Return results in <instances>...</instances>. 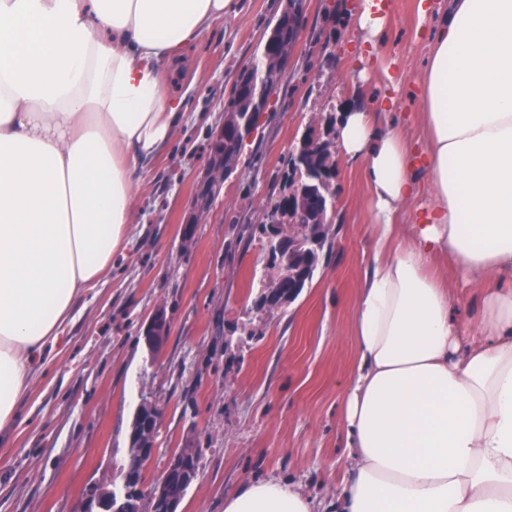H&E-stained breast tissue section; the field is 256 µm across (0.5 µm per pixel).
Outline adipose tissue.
Listing matches in <instances>:
<instances>
[{
    "mask_svg": "<svg viewBox=\"0 0 512 512\" xmlns=\"http://www.w3.org/2000/svg\"><path fill=\"white\" fill-rule=\"evenodd\" d=\"M236 0H0V435L33 368L112 275L183 100L167 64ZM345 107L338 157L361 164L373 254L352 312L336 512H512V0H448L421 83L425 145L380 123L401 82ZM448 266L435 272L436 262ZM479 318L453 312L450 279ZM224 512H314L255 480Z\"/></svg>",
    "mask_w": 512,
    "mask_h": 512,
    "instance_id": "obj_1",
    "label": "adipose tissue"
}]
</instances>
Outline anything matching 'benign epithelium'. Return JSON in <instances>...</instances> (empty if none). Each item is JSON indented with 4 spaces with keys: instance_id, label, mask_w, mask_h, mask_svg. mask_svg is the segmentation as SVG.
<instances>
[{
    "instance_id": "1",
    "label": "benign epithelium",
    "mask_w": 512,
    "mask_h": 512,
    "mask_svg": "<svg viewBox=\"0 0 512 512\" xmlns=\"http://www.w3.org/2000/svg\"><path fill=\"white\" fill-rule=\"evenodd\" d=\"M302 23L293 0H285L283 11L271 29L269 39L286 44L294 48L298 43V32ZM288 211V220L291 224H307L311 216L310 208L304 203L278 198L270 207V225L266 243L269 251L279 253L284 244L283 225L279 224L283 211ZM169 325L167 318L161 311L156 312L146 330L145 340L151 353H156L168 335ZM161 413L150 403H142L136 411L130 429V455L131 462L127 463L124 481L120 488H109L105 491L93 485L87 494V508L84 512H112V504L122 501L128 496L142 490L145 483V469L154 453L155 442L148 436L152 428L158 427ZM167 473L190 477H197V458L193 454H177L170 462ZM149 498L153 501L157 512H178L180 502L171 499L168 495L167 478H162L150 488Z\"/></svg>"
}]
</instances>
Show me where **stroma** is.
Here are the masks:
<instances>
[{
	"instance_id": "35a3bbf8",
	"label": "stroma",
	"mask_w": 512,
	"mask_h": 512,
	"mask_svg": "<svg viewBox=\"0 0 512 512\" xmlns=\"http://www.w3.org/2000/svg\"><path fill=\"white\" fill-rule=\"evenodd\" d=\"M420 20L418 0H391L386 28L367 50L355 27L359 0H307L301 45L244 143L210 210L183 245L185 218L209 163V143L242 69L259 56L282 0H238L185 53L198 79L170 85L185 95L173 141L144 163L149 189L109 281L80 298L74 321L43 353L10 446H0V512H83L87 486H121L133 417L143 401L162 412L145 474L153 484L183 448L198 452V476L180 512H223L224 497L251 480H290L328 512L348 450L340 422L352 372L351 313L372 254V209L360 165L338 160L333 252L299 297L256 309L264 274L265 223L304 131L326 134L344 106L382 93L381 63L403 78L391 123L421 140L418 83L438 11ZM379 64L352 83L359 59ZM168 336L149 353L143 330L156 311Z\"/></svg>"
}]
</instances>
